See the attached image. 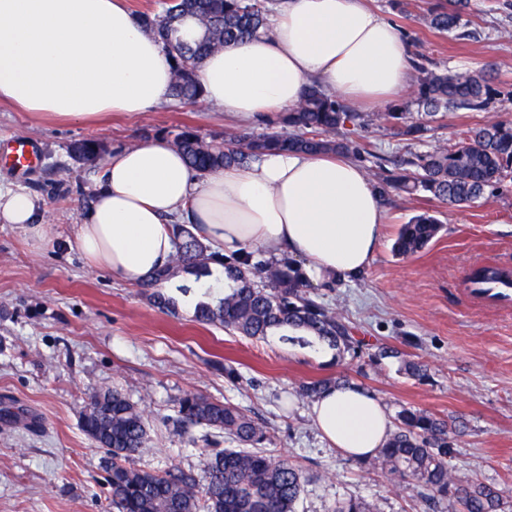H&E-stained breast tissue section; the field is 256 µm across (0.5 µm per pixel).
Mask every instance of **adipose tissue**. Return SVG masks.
I'll use <instances>...</instances> for the list:
<instances>
[{"label":"adipose tissue","mask_w":512,"mask_h":512,"mask_svg":"<svg viewBox=\"0 0 512 512\" xmlns=\"http://www.w3.org/2000/svg\"><path fill=\"white\" fill-rule=\"evenodd\" d=\"M172 59L123 0H0V102L60 120L144 112L171 100ZM205 100L246 123L297 106L306 84L360 105L395 100L411 80L408 50L365 0H279L271 32L212 53ZM188 218L231 253L263 247L304 262L314 283L368 269L385 211L367 173L343 155L275 152L206 176L157 139L114 154L76 245L90 266L146 284L174 253ZM43 242L36 197L0 191V223ZM316 429L346 455H375L392 431L386 406L348 383L311 406Z\"/></svg>","instance_id":"obj_1"}]
</instances>
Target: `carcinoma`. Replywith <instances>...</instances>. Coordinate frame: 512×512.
<instances>
[{
	"instance_id": "cac0c4a2",
	"label": "carcinoma",
	"mask_w": 512,
	"mask_h": 512,
	"mask_svg": "<svg viewBox=\"0 0 512 512\" xmlns=\"http://www.w3.org/2000/svg\"><path fill=\"white\" fill-rule=\"evenodd\" d=\"M468 0H439L420 16L425 27L442 34L461 28ZM144 28L157 37L175 61L173 97L204 100L196 72L203 60L228 44L269 32L268 9L263 0H171L161 14H139ZM411 98L425 119L412 116L410 103L393 105L369 119L327 95L318 85L304 87L302 101L269 123L280 130L254 136L231 127L224 132V147L207 145L198 130L183 126L168 133L169 143L184 156L188 167L206 175L230 165H246L278 151L342 153L355 159L370 154L364 132L373 125L393 129L410 141L423 139L429 123L447 112L487 109L490 92L479 76L468 71L448 74L424 65ZM100 148L94 142L75 144L72 152L91 163ZM512 180V123L488 121L465 131L453 147L403 158L392 171L378 176L383 200L393 194L415 196L420 192L457 206L473 204ZM438 219L428 212L404 224L393 251L413 256L425 249L440 231ZM175 254L146 287L154 288L180 274L197 278L210 265L222 268L224 296L196 307V319L219 324L239 336L266 339L278 335L303 345L314 339L342 356L362 350L353 327L318 301L308 289L302 268L292 259L265 258L258 251L224 254L211 248L187 226L174 225ZM381 355L398 357L404 373L417 380L427 377L419 362L401 357L397 350ZM344 376L320 378L300 389V396L315 399ZM179 422L224 434L236 448H213L208 454L205 483L176 465L162 472L138 468L134 458L148 448V420L141 408L114 386L88 396L81 415L83 432L110 458L106 482L111 490L109 512H296L308 482L305 472L284 456L276 457L257 446L270 440L268 427L241 408L201 394H187L177 401ZM448 421L424 411L403 408L396 415L395 430L373 457L360 464L385 471L397 480L412 479L431 503L449 502L462 512H505L503 491L493 484L462 480L449 466ZM332 512H370L358 499L336 502Z\"/></svg>"
}]
</instances>
